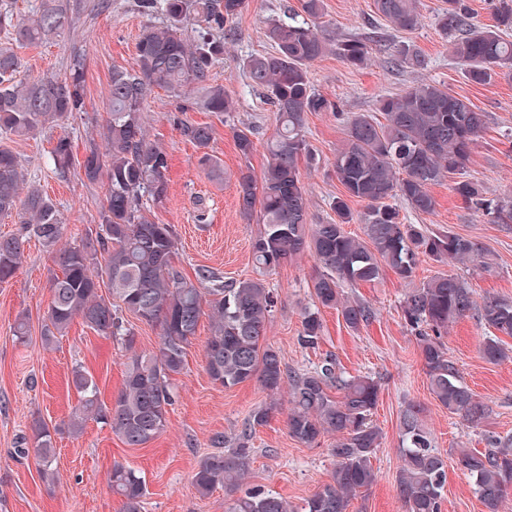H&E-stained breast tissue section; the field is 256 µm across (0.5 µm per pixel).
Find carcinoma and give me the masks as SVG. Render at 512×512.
Masks as SVG:
<instances>
[{"label": "carcinoma", "instance_id": "obj_1", "mask_svg": "<svg viewBox=\"0 0 512 512\" xmlns=\"http://www.w3.org/2000/svg\"><path fill=\"white\" fill-rule=\"evenodd\" d=\"M246 0H136L135 7L149 23L137 42L136 67L115 68L108 84V118L103 126L105 150L92 144L80 163L87 181L105 182L107 193L100 212V232L75 246H59L63 221L56 204L38 186L28 183L17 156L0 145V215H16L29 236L55 248L58 271L50 279L51 302L43 330L45 344L63 336L77 317L97 333L115 339L128 357L124 378L114 401L100 399L93 377L74 370L73 385L80 395L68 431L81 433L89 420H101L127 447L147 445L167 426L174 396L170 379L184 368L187 347L195 339L203 292L211 301V336L205 345L206 371L226 387L255 380L274 397L289 385L287 428L291 437L312 446L327 434L336 435L331 455L336 459L331 481L299 507L261 488H242L252 459L253 430L265 425L274 405L254 409L239 434L211 439L216 451L205 455L192 476L200 496L222 487L236 495L227 512H348L350 502L377 480L372 458L380 446V431L371 416L379 400V385L369 376L346 377L336 360L324 358L311 371L288 368L279 352L266 343L274 297L263 280L223 281L201 268L196 282L186 280L172 265L176 243L173 226L158 224L145 212L144 201L159 206L168 198L169 157L147 140L143 112L154 87L176 97L192 91L196 105L207 112H230L224 85L212 81L211 69L224 57V25L239 15ZM376 14L396 31L419 23L417 0H373ZM112 0H40L28 16L15 12L12 0H0V30L11 31L20 44L61 38L89 11H106ZM498 25L472 22L460 0H448L438 27L450 35V52L469 82L489 83L501 71L512 73V0H498ZM305 18L274 20L265 31L273 51L250 58V85L276 109L279 127L266 143L268 162L260 178L240 177L237 185L243 215H258L261 228L252 240V259L259 272H269L309 250L322 271L313 281L317 303L334 308L347 327L358 330L373 317L371 308L342 293V285L371 283L389 268L399 279L411 281L427 258L440 265L477 262L487 269L492 255L472 238L441 228L411 224L399 204L416 214L431 215L437 201L431 186L463 170L475 141L487 124L486 113L457 96L448 86L422 81L402 93L380 97L382 118L354 113L344 126L336 149L334 173L344 194L332 202L336 220L311 224L299 160L311 156L306 116L329 112L332 103L313 87L311 62L327 54L360 68L369 60L367 42L342 36L322 24L323 0H301ZM191 25L193 36L183 37ZM401 61L415 68L425 57L403 46ZM19 57L11 44L0 45V132L32 136L84 108L86 55L70 48L66 74L18 81ZM181 134L205 150L198 163L213 175L223 174L220 161L206 152L212 128L183 124ZM236 147L247 158L255 149L253 132L240 130ZM50 160L66 175L73 165V145L58 137ZM452 191L492 223L512 219V200L494 203L483 195L479 182L459 177ZM365 203L360 217L363 236L345 230L352 223L349 200ZM107 255L100 265L98 252ZM22 241L0 235V281L10 278L22 259ZM106 280L108 295L101 293ZM404 321L418 338L420 356L434 400L462 420L478 424L491 409L465 385L441 341L448 326L471 312L496 334L480 345L483 359L497 364L507 357L499 335L512 336V301L487 300L479 305L466 283L441 271L409 289L401 302ZM160 328L157 347L135 349V336L122 313ZM322 337L317 311L302 317L300 342L314 348ZM336 390L340 396L331 395ZM426 409L409 404L400 426L399 471L396 492L405 512H441L447 483V461L433 448L424 417ZM30 430L42 473L54 461L50 430L40 418ZM459 462L486 512H500L512 490V449L495 446L480 451L463 448ZM112 492L121 497L123 512H142L147 494L136 470L116 463L110 472Z\"/></svg>", "mask_w": 512, "mask_h": 512}]
</instances>
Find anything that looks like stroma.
<instances>
[{"instance_id":"1","label":"stroma","mask_w":512,"mask_h":512,"mask_svg":"<svg viewBox=\"0 0 512 512\" xmlns=\"http://www.w3.org/2000/svg\"><path fill=\"white\" fill-rule=\"evenodd\" d=\"M134 3L112 0L110 11L85 15L68 40L16 49L23 80L64 73L71 42H80L85 49L83 111L35 136L0 141L17 156L28 179L56 204L67 243L80 242L98 229L106 186L88 182L77 167L67 177H58L49 165V153L63 134L70 137L79 160L90 144H101L110 76L113 69L135 67L136 44L147 22ZM324 3V19L337 33L370 38V61L357 69L328 54L309 66L314 88L336 105L335 111L311 112L306 119L313 156L301 159L299 168L311 223L333 219L331 203L343 192L333 162L343 138L344 117L375 113L381 95L403 92L421 81L445 84L488 114V128L474 145L463 173L481 183L487 198H512V75L496 77L485 85L466 80L451 56L449 37L435 23L446 0H419L420 24L406 33L388 27L377 16L373 0ZM298 5V0H247L243 11L228 22L231 35L212 77L223 84L232 111H188L183 98L163 88L148 100L144 120L149 139L171 160L168 198L163 206L151 207L149 216L157 223L173 225L177 245L172 264L185 278L195 279L201 268L225 281L262 277L275 299L267 341L291 370H311L331 356L345 374L379 380L380 398L372 416L381 434L372 459L377 480L352 500L349 512H404L396 494L400 414L411 402L427 407L426 425L448 463L442 512H484L457 451L481 450L494 439L512 441V356L491 364L479 353L491 328L468 315L449 325L442 337L463 382L492 410L488 420L472 426L449 414L430 392L417 339L400 308L409 283L387 270L377 282L344 286L345 296L369 305L373 318L354 331L336 309H321L322 338L316 348L306 349L298 336L302 314L315 301L312 283L319 268L314 256L304 253L264 275L253 263L251 243L260 224L240 213L237 183L241 175H261L268 160L266 142L276 130L277 115L263 94L250 87L245 64L250 57L271 52L272 44L265 36L269 20L283 17ZM404 45L421 52L427 67L413 69L397 63ZM184 122L211 126L210 149L223 164V179H213L199 166V148L180 132ZM243 129L255 134L256 147L247 158L235 147V134ZM451 185L446 179L432 186L435 213L411 215V223L441 227L480 241L495 256L493 268L484 271L472 264H451L448 272L465 281L476 300L512 299V223L489 222L482 213L469 209ZM23 253L14 275L0 282V512H122L120 497L108 485L116 461L145 479L143 512H227L230 497L223 488L204 497L197 493L192 483L194 468L199 457L210 452L215 434H237L255 408L269 403L275 409L252 439L255 452L248 486L276 492L298 506L330 481L334 438L326 436L309 447L290 437L288 393L273 401L256 382L227 388L210 379L204 360L211 334V317L206 313L186 350L182 373L171 379L174 403L167 427L156 440L142 448H129L108 425L93 420L80 435L70 434L67 423L79 399L72 384L74 369L84 367L96 381L101 399L111 401L122 386L126 351L79 318L52 347L43 346L41 331L50 301L54 252L31 238L25 240ZM21 317L28 323V335L22 341L13 334ZM36 417L48 424L55 446L56 478L52 481L42 478L31 451L30 424Z\"/></svg>"}]
</instances>
